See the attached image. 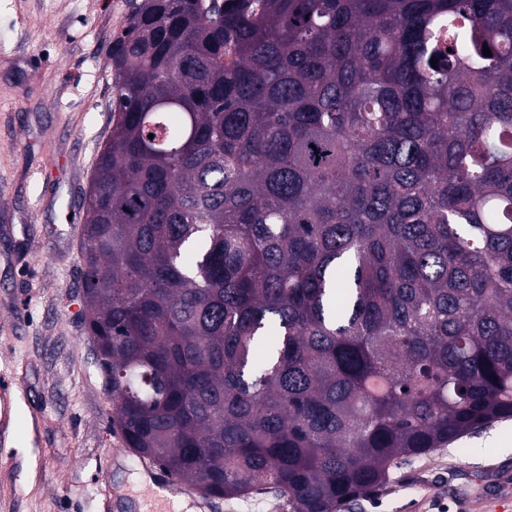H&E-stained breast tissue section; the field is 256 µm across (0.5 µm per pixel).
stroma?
<instances>
[{
    "label": "stroma",
    "mask_w": 512,
    "mask_h": 512,
    "mask_svg": "<svg viewBox=\"0 0 512 512\" xmlns=\"http://www.w3.org/2000/svg\"><path fill=\"white\" fill-rule=\"evenodd\" d=\"M135 0H0V363L25 400L0 444V512H104L103 488L171 503L110 424L111 394L84 328L81 217L112 134V43ZM512 475V419L391 466L340 512H459ZM195 512H288L274 495L185 494Z\"/></svg>",
    "instance_id": "obj_1"
}]
</instances>
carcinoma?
Instances as JSON below:
<instances>
[{
    "label": "carcinoma",
    "mask_w": 512,
    "mask_h": 512,
    "mask_svg": "<svg viewBox=\"0 0 512 512\" xmlns=\"http://www.w3.org/2000/svg\"><path fill=\"white\" fill-rule=\"evenodd\" d=\"M112 71L79 254L126 451L340 512L512 417V0H140Z\"/></svg>",
    "instance_id": "obj_1"
}]
</instances>
